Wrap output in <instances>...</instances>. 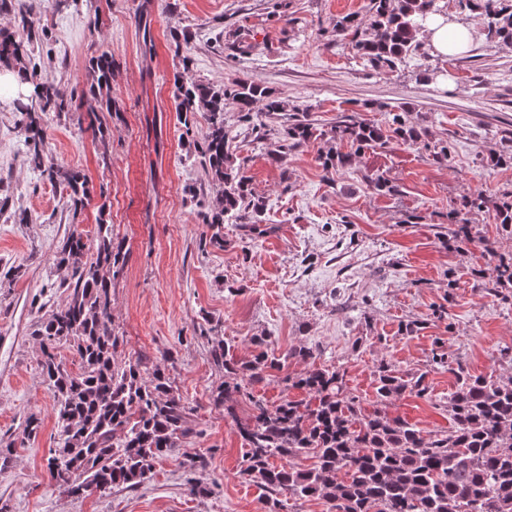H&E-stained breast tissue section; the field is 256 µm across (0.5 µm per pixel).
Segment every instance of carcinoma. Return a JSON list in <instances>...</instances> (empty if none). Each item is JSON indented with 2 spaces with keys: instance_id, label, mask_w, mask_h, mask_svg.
<instances>
[{
  "instance_id": "obj_1",
  "label": "carcinoma",
  "mask_w": 512,
  "mask_h": 512,
  "mask_svg": "<svg viewBox=\"0 0 512 512\" xmlns=\"http://www.w3.org/2000/svg\"><path fill=\"white\" fill-rule=\"evenodd\" d=\"M460 25L475 17L479 37L487 44L512 45V0H458ZM448 15V0H369L367 14H347L332 28L336 42L375 69L406 67L415 61L440 57L430 42L420 38L426 22ZM22 35L0 33V70L12 73L18 84L32 86L21 105V127L26 161L43 179L62 189L73 208L84 205L88 179L79 169L46 165V133L42 116L67 112L73 100L53 85L40 81L26 44L47 37L40 17L29 11L20 17ZM112 55L90 59L92 81L82 97L112 111ZM177 112L184 135L193 133L197 113L208 116L200 145L206 179L221 188L208 205L203 223L212 228L233 221L260 234L266 211L237 157L234 138L224 126V109L231 106L240 121L257 136H268L265 119L286 118L268 155L281 162L289 152L306 147L318 135L301 108L289 105L272 90L246 79L215 86L187 82L174 76ZM350 151H328L319 162L327 173L349 168L367 149L391 140L423 145L434 159H449L448 144L425 142V128L400 107L383 127L341 119L322 133ZM380 195L393 196L399 188L381 173L369 177ZM494 207L499 228L512 236V192L491 203L480 191L459 196L448 210L454 226L450 247L471 242L468 216ZM495 257L492 286L495 297L512 298V253L491 251ZM56 264L66 276L59 287L68 292L61 305L41 304L45 311L34 330L40 340L42 381L56 402L57 446L48 459L51 479L73 495H101L117 486H136L148 478L154 463L179 455L181 465L193 470L203 464L196 454L181 448L194 433L191 408L176 394L166 367L143 369L140 359L118 355L119 336L112 326V281L123 271L126 252L112 236L111 226L98 225L96 243L89 247L83 234L70 233L56 247ZM68 344L80 369L69 370L55 353ZM254 355L243 361L235 346L219 341L212 346L215 364L224 368V382L212 392L215 407L235 415L238 397L249 398L251 413L236 422L248 446L242 474L272 493L267 512H287L289 501L317 497L330 504L329 512H512V383L475 376L457 364L456 387L448 401L450 427L427 436L416 425L388 412L387 405L405 393L423 398L426 374H403L389 363L374 370L377 406L370 412L346 386L345 370L316 364L318 348L301 345L284 358H297L308 369L284 381L308 394L307 400L281 401L269 407L250 387L272 370L281 358L270 351L266 336L251 339ZM307 454L309 468L277 467L271 459H293Z\"/></svg>"
}]
</instances>
